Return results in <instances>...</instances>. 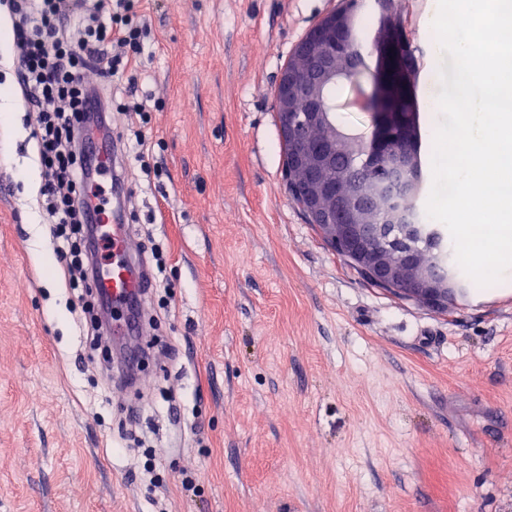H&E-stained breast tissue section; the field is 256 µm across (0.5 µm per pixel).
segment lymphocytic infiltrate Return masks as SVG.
I'll return each mask as SVG.
<instances>
[{
    "mask_svg": "<svg viewBox=\"0 0 512 512\" xmlns=\"http://www.w3.org/2000/svg\"><path fill=\"white\" fill-rule=\"evenodd\" d=\"M135 0H0L6 6L16 57L15 80L29 111L38 115L33 131L41 168L40 194L53 220L57 251L72 290L92 296L98 257L91 244L98 235L86 186L95 168L85 152L92 127L104 125L106 113L125 112L139 128L119 130L125 164L147 168L149 145L141 128L151 121L145 104L113 102L88 80L90 72L110 79L125 72L145 53L147 24L132 23Z\"/></svg>",
    "mask_w": 512,
    "mask_h": 512,
    "instance_id": "1",
    "label": "lymphocytic infiltrate"
}]
</instances>
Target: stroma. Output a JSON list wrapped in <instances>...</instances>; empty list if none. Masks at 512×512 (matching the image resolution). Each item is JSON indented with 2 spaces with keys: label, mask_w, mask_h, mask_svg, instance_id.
<instances>
[{
  "label": "stroma",
  "mask_w": 512,
  "mask_h": 512,
  "mask_svg": "<svg viewBox=\"0 0 512 512\" xmlns=\"http://www.w3.org/2000/svg\"><path fill=\"white\" fill-rule=\"evenodd\" d=\"M346 0H142L131 83L161 181L126 182L169 286L142 368L93 349L0 130V512H512V270L433 310L365 283L288 197L274 91ZM434 134L437 0H398ZM151 452L154 472L133 474ZM191 477L192 488L182 484Z\"/></svg>",
  "instance_id": "stroma-1"
}]
</instances>
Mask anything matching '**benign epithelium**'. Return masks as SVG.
I'll return each mask as SVG.
<instances>
[{
    "label": "benign epithelium",
    "instance_id": "1",
    "mask_svg": "<svg viewBox=\"0 0 512 512\" xmlns=\"http://www.w3.org/2000/svg\"><path fill=\"white\" fill-rule=\"evenodd\" d=\"M350 14L333 12L324 17L295 47L292 66L281 73L275 89L281 137L289 146L283 162L289 197L315 225L321 237L338 246L373 280L402 299L431 309L448 307V297L463 285L436 277L424 257L390 255L376 241L372 224L412 223L403 200L415 189V143L412 137L398 140L396 115L377 114L375 140L368 157L370 178L357 181L336 169V155L349 145L341 138L326 143L314 133L329 124L324 108L325 88L336 76V53L344 50L341 36L349 28ZM407 41L397 30L373 47L377 80L411 70ZM380 195L385 210L374 220L369 199Z\"/></svg>",
    "mask_w": 512,
    "mask_h": 512
}]
</instances>
